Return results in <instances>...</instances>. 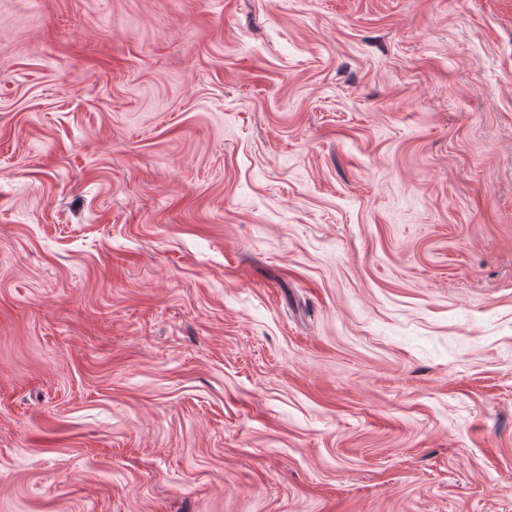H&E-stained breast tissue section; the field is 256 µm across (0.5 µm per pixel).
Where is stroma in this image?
Segmentation results:
<instances>
[{"label":"stroma","mask_w":512,"mask_h":512,"mask_svg":"<svg viewBox=\"0 0 512 512\" xmlns=\"http://www.w3.org/2000/svg\"><path fill=\"white\" fill-rule=\"evenodd\" d=\"M0 512H512V0H0Z\"/></svg>","instance_id":"obj_1"}]
</instances>
